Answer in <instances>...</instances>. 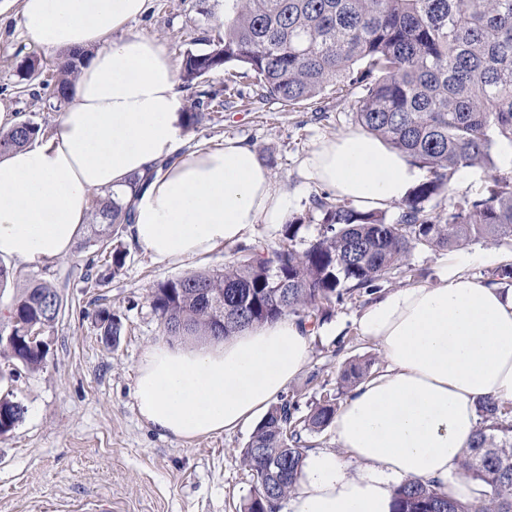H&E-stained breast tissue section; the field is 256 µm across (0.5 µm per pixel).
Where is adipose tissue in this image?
Wrapping results in <instances>:
<instances>
[{
  "instance_id": "obj_1",
  "label": "adipose tissue",
  "mask_w": 512,
  "mask_h": 512,
  "mask_svg": "<svg viewBox=\"0 0 512 512\" xmlns=\"http://www.w3.org/2000/svg\"><path fill=\"white\" fill-rule=\"evenodd\" d=\"M148 0H20L19 24L40 47L88 51L54 134L0 153V260L41 265L68 255L89 220L91 194L133 200L134 241L154 260L183 263L279 226L288 198L252 147L227 139L177 157L182 92L159 40L130 29ZM305 174L365 210L402 201L419 179L406 157L349 132L315 147ZM452 252L435 284L399 288L360 312V335L387 367L359 385L332 423L336 448L309 452L284 512H391L407 480L449 484L474 502L483 485L459 478L479 400L512 401V288L467 272ZM311 332L295 318L230 339L158 343L137 370L142 419L190 441L256 418L307 365Z\"/></svg>"
}]
</instances>
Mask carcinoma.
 Returning <instances> with one entry per match:
<instances>
[{"instance_id":"carcinoma-1","label":"carcinoma","mask_w":512,"mask_h":512,"mask_svg":"<svg viewBox=\"0 0 512 512\" xmlns=\"http://www.w3.org/2000/svg\"><path fill=\"white\" fill-rule=\"evenodd\" d=\"M207 49L184 54L186 87L224 69L225 84L247 79L258 102L284 106L314 102L333 87L356 96L355 122L386 146L426 170L427 177L402 201L397 222L385 213L359 210L328 196L313 199L317 216L293 215L281 228V244L265 251H236L222 270L168 279L150 294L164 334L229 338L284 316L306 320L327 313L344 296L371 294L379 284L404 273L418 245L457 249L473 241L512 239V175L497 173L492 151L512 147V0H224V32L204 38ZM82 53L58 67L52 95L68 99ZM224 106L218 94L196 93L190 126ZM42 134L25 120L0 134V153L22 147ZM489 171L483 195L465 198L436 212L426 203L448 191L460 169ZM320 232L299 251L295 241L307 223ZM132 224V206L109 194L94 199L91 235L95 257L84 265L93 277L96 261L116 273L128 250L119 229ZM58 287L32 280L16 289L0 311V382L17 381L43 367L46 353L31 346L24 332L47 337L65 311ZM99 329L115 345L121 325L107 310ZM366 367L352 363L341 387L361 379ZM11 389L0 394V436L23 421ZM297 408L287 399L271 406L240 450L256 486L241 512H280L296 489L310 449L301 430L321 432L336 413L332 399L316 404L297 429ZM482 426L461 461V471L485 485V499L463 502L436 483L404 481L392 512H512V423L505 407L479 403Z\"/></svg>"}]
</instances>
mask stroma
I'll return each mask as SVG.
<instances>
[{"instance_id":"1","label":"stroma","mask_w":512,"mask_h":512,"mask_svg":"<svg viewBox=\"0 0 512 512\" xmlns=\"http://www.w3.org/2000/svg\"><path fill=\"white\" fill-rule=\"evenodd\" d=\"M19 8L20 0H0V101L49 136L62 109L42 77L59 55L23 32ZM222 14L215 0H149L146 14L131 27L158 39L178 64L187 50H199L202 36L221 33ZM29 61L41 66V74L27 75ZM205 86L220 91L224 107L203 125L183 127L182 151L227 138L245 141L287 195L290 213L305 212L325 189L303 175L302 162L321 142L357 131L353 98L329 93L294 109L272 101L254 107L253 85L244 80L225 88L220 69L208 75ZM119 236L129 250L126 264L100 286L82 278L93 254L82 239L67 257L15 270V287L34 277L50 280L67 306L50 337L44 368L12 386L27 414L0 437V512H100L104 505L111 512H240L256 484L239 459L253 426L185 442L150 428L133 397L143 353L164 338L150 307V289L171 278L223 268L234 250L220 248L170 265L133 244L128 229H120ZM447 258V250L415 247L407 272L381 283L380 293L436 282ZM369 300L366 294L345 298L314 323L309 363L286 389L298 404V416L328 395L344 402L348 391L338 380L349 363L366 364L371 376L384 370L379 349L354 323ZM103 307L122 324L114 346L100 340L97 314Z\"/></svg>"}]
</instances>
